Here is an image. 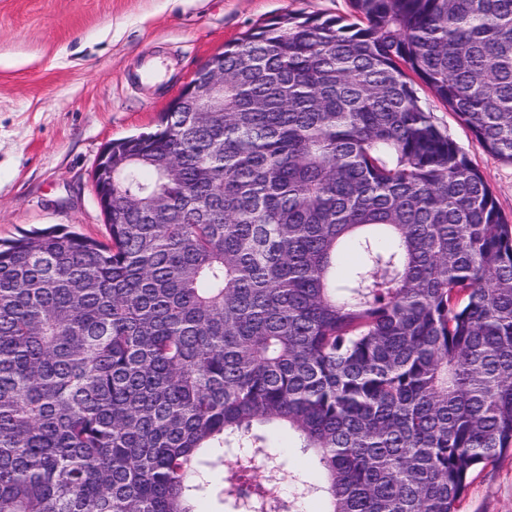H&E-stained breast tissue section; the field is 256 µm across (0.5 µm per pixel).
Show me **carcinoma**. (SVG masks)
I'll return each instance as SVG.
<instances>
[{"label":"carcinoma","mask_w":512,"mask_h":512,"mask_svg":"<svg viewBox=\"0 0 512 512\" xmlns=\"http://www.w3.org/2000/svg\"><path fill=\"white\" fill-rule=\"evenodd\" d=\"M351 6L112 142L107 241L0 244V512H290L279 427L324 512H459L512 452V220L415 83L512 162V0ZM275 441L285 453L290 471L302 473L311 476L315 471V462L310 453L302 452L301 448H297L298 443L295 437L289 433L279 435Z\"/></svg>","instance_id":"carcinoma-1"}]
</instances>
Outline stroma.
Wrapping results in <instances>:
<instances>
[{
    "label": "stroma",
    "mask_w": 512,
    "mask_h": 512,
    "mask_svg": "<svg viewBox=\"0 0 512 512\" xmlns=\"http://www.w3.org/2000/svg\"><path fill=\"white\" fill-rule=\"evenodd\" d=\"M350 10L349 0H0V241L53 224L105 239L91 181L105 144L153 130L209 57L263 19ZM429 107L512 218V163L442 103ZM460 512H512V455L474 475Z\"/></svg>",
    "instance_id": "obj_1"
}]
</instances>
